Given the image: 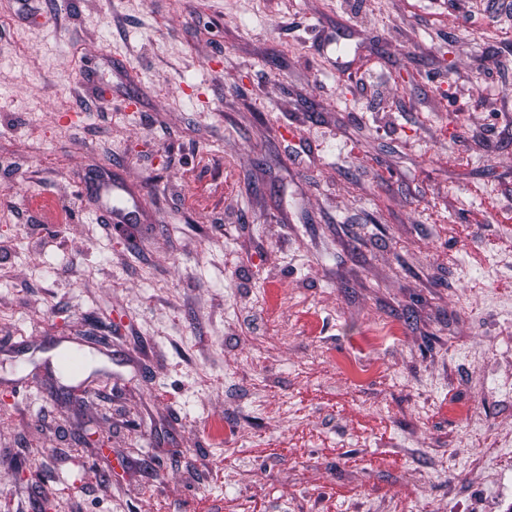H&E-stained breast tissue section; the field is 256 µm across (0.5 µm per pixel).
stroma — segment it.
Masks as SVG:
<instances>
[{
    "label": "stroma",
    "instance_id": "stroma-1",
    "mask_svg": "<svg viewBox=\"0 0 512 512\" xmlns=\"http://www.w3.org/2000/svg\"><path fill=\"white\" fill-rule=\"evenodd\" d=\"M510 21L0 0V512H512Z\"/></svg>",
    "mask_w": 512,
    "mask_h": 512
}]
</instances>
